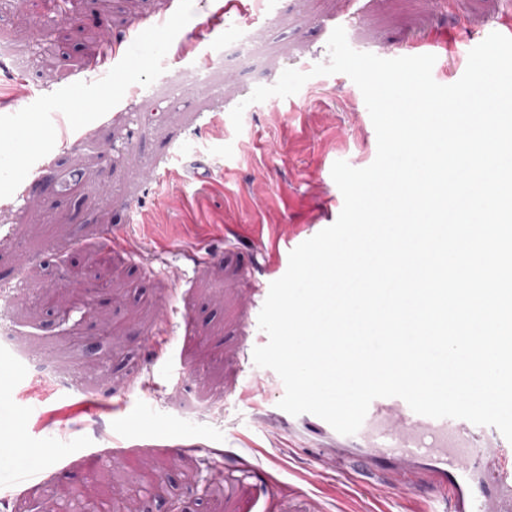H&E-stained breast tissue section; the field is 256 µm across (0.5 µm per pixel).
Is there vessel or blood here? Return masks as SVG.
<instances>
[{"instance_id":"b4317fda","label":"vessel or blood","mask_w":512,"mask_h":512,"mask_svg":"<svg viewBox=\"0 0 512 512\" xmlns=\"http://www.w3.org/2000/svg\"><path fill=\"white\" fill-rule=\"evenodd\" d=\"M119 49L112 44L110 54L91 64L87 96L111 97V84L99 76ZM25 110V119L7 133L19 144L42 130L35 102ZM335 440L325 458L339 464L352 461L383 475L388 494L424 490L428 505L444 501L448 512H512V443L494 427H484L478 439L469 421L422 416L401 398L387 397L371 402L356 434H339Z\"/></svg>"}]
</instances>
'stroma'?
<instances>
[{"label": "stroma", "mask_w": 512, "mask_h": 512, "mask_svg": "<svg viewBox=\"0 0 512 512\" xmlns=\"http://www.w3.org/2000/svg\"><path fill=\"white\" fill-rule=\"evenodd\" d=\"M264 2L254 19L224 13L225 0H0L15 55L0 64V131L34 91L44 118L18 156L21 200L0 191V323L30 352L0 373V498L27 507L85 485L83 460L97 454L117 474V498L139 486V466L160 470L139 512L199 501L210 512H374L380 485L323 460L324 438L289 421L275 372L253 362L268 341L259 312L289 259L252 240L294 248L331 226L343 207L333 164L376 157L360 89L342 73L310 74L328 62L335 27L380 57L422 40L456 46L432 70L449 85L512 0ZM115 36L132 50L114 63L111 98L69 111ZM154 41L169 45V62L137 65ZM185 48L209 66L179 60ZM20 58L38 72L22 84L11 79ZM287 68L310 75L298 93L247 104ZM40 157L60 164L39 176ZM106 226L137 252L110 249ZM157 231L172 247L155 256ZM187 389L211 413L174 411ZM209 448L222 458L206 463Z\"/></svg>", "instance_id": "stroma-1"}]
</instances>
